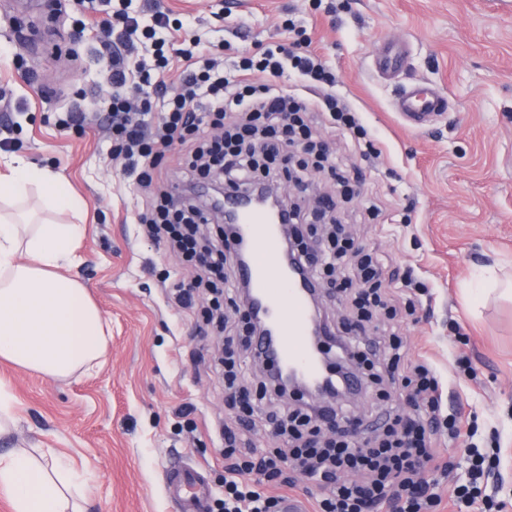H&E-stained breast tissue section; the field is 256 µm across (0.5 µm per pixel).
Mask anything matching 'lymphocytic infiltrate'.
Wrapping results in <instances>:
<instances>
[{
    "label": "lymphocytic infiltrate",
    "instance_id": "obj_1",
    "mask_svg": "<svg viewBox=\"0 0 512 512\" xmlns=\"http://www.w3.org/2000/svg\"><path fill=\"white\" fill-rule=\"evenodd\" d=\"M95 25L106 35L103 77L114 89L103 120L112 135V160L149 194L137 222L145 237L168 244L198 269L196 278L170 291L181 308L194 307L200 288L222 295L238 256L235 242L205 235L198 207L184 203L172 186L153 187V169L173 148H181V166L197 178H207L216 167L228 182L247 185L279 172L302 192L310 170H339L328 143L313 137V113L353 132L363 157L375 153L358 113L335 94L336 76L313 52L304 27L294 28L289 44L268 46L258 55L242 54L223 68L196 54L197 40L178 47V28L171 26L168 14L157 5L147 36L155 40L159 54L154 66L141 62L132 68L125 51L138 31L137 18L120 9L115 19L102 18ZM172 45L184 63L175 75L163 52ZM290 70L319 90L318 100L277 85V78ZM131 83L139 94L135 102L121 94ZM172 83L177 92H169ZM156 103L161 116L151 124L144 111ZM299 259L314 277L323 279L325 288L338 292L347 289L348 271L356 272L363 287L351 300L352 314L343 319L338 342L366 383L378 386L380 399H389L395 387L408 392L423 409L389 415L370 440L362 439L360 421L331 417L322 409L314 415L301 410L275 412L269 419L271 436L288 437L292 445L255 455L243 445L245 432L252 428L253 408L251 390L235 359L237 350L248 348L253 338L225 336L224 402L235 413L237 424L225 427L223 433V512H278V497L265 496L260 488L287 469L317 474L330 483L329 493L316 500L314 512H377L381 507L386 512H434L439 500L434 474L448 469L433 452L435 437L443 429L454 440L469 437V424L458 414L444 413L441 376L428 361L406 358L397 333L384 337L378 349L354 344V337L368 330L375 315H384L394 324L404 318L393 303L395 291L383 277L374 252L337 224L326 238L303 245ZM345 472L362 473L365 480L360 484L343 481Z\"/></svg>",
    "mask_w": 512,
    "mask_h": 512
}]
</instances>
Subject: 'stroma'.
I'll use <instances>...</instances> for the list:
<instances>
[{
	"mask_svg": "<svg viewBox=\"0 0 512 512\" xmlns=\"http://www.w3.org/2000/svg\"><path fill=\"white\" fill-rule=\"evenodd\" d=\"M0 0V175L15 158L57 173L81 204L86 233L64 274L86 288L109 322L106 361L52 379L0 360L13 424L0 454L51 448L85 471V512H179L163 492L169 468H203L213 498L224 492L225 420L221 379L200 361L218 339L201 336L198 315L169 302L188 275L175 254L143 237L134 222L140 191L110 160L112 139L98 118L112 90L101 78V34L87 26L92 0H59L55 15L12 13ZM173 24L200 41L206 57L230 63L248 48L287 43L288 25L306 28L312 47L342 82L379 151L366 162L347 132L322 129L341 168L380 213L363 221L351 201L344 223L373 247L389 276L414 268L421 290L400 328L410 355L429 356L445 374L454 356L473 376L448 382L480 450L500 445L487 486L512 512V294L487 277L512 276V0H161ZM389 39L404 40L407 61L390 79L370 73ZM427 82L445 108L420 130L405 128L393 105L403 88ZM84 126L60 130L71 106ZM436 453L452 462L437 512L457 507L449 482L469 463L447 434Z\"/></svg>",
	"mask_w": 512,
	"mask_h": 512,
	"instance_id": "35a3bbf8",
	"label": "stroma"
}]
</instances>
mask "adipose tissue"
I'll list each match as a JSON object with an SVG mask.
<instances>
[{
  "instance_id": "adipose-tissue-1",
  "label": "adipose tissue",
  "mask_w": 512,
  "mask_h": 512,
  "mask_svg": "<svg viewBox=\"0 0 512 512\" xmlns=\"http://www.w3.org/2000/svg\"><path fill=\"white\" fill-rule=\"evenodd\" d=\"M50 210H77L62 179L18 164L0 175V359L65 379L107 354L106 318L85 288L62 275L76 260L80 224L32 222L29 189ZM86 485L75 469L42 449L0 454V494L13 512H82Z\"/></svg>"
}]
</instances>
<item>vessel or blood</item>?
<instances>
[{"label": "vessel or blood", "mask_w": 512, "mask_h": 512, "mask_svg": "<svg viewBox=\"0 0 512 512\" xmlns=\"http://www.w3.org/2000/svg\"><path fill=\"white\" fill-rule=\"evenodd\" d=\"M374 64L379 76H395L404 65L402 46L387 44L375 56ZM443 104L444 99L435 88L418 85L401 92L396 111L408 128L419 130L442 110ZM239 220L249 242L250 257L247 263L239 265L238 276L250 282L261 295L278 328L276 342H258L257 350L274 364H291L307 376H314L317 367L306 341L309 318L306 298L300 285L288 275L276 227L256 209L241 210ZM164 490L178 503L180 512H203L212 495L204 472L186 466L169 470Z\"/></svg>", "instance_id": "1"}]
</instances>
